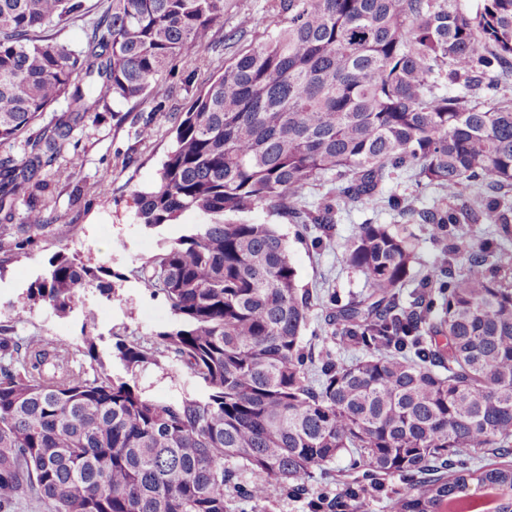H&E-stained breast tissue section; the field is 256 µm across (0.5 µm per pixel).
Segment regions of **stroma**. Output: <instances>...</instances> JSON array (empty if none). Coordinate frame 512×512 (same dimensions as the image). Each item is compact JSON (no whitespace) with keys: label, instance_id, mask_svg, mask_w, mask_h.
<instances>
[{"label":"stroma","instance_id":"stroma-1","mask_svg":"<svg viewBox=\"0 0 512 512\" xmlns=\"http://www.w3.org/2000/svg\"><path fill=\"white\" fill-rule=\"evenodd\" d=\"M249 13L261 24L241 37H234L240 14ZM267 0H232L224 14L223 26L214 32L213 44L206 50L185 55L175 74L161 75L155 89L167 98L166 109L153 111L151 103L115 104L104 119L87 116L74 130V144L64 145L61 161H74L71 182L51 188L53 199L46 217L48 223L64 228L73 224L76 234L50 237L27 256L10 258L0 263V322L15 321L20 336H44L77 341L83 332L97 338V355L108 372H121L115 357L117 339L145 338L151 332L170 328L174 317L164 295H151L134 271L158 252V242L183 233L185 225L196 223L187 214L181 223L159 231L144 230L135 220L133 196L157 179L161 163L171 143L170 129L176 113L185 111L195 94L213 74L224 68L225 60L262 38V23L267 20ZM194 71L193 86L181 81V74ZM151 122L155 134L141 140L136 132L144 122ZM253 221L275 225L288 239L290 259L300 285L322 288L335 294L339 303H347L366 290L364 278L342 260L343 252L359 224L373 221L394 224L398 218L389 210L363 204L348 211H338L330 236L322 246H314L311 235L301 234L297 225L267 212H256ZM112 227L111 238L99 237L97 227ZM58 253L77 256L89 266L106 264L123 274L115 296L101 298L86 289L73 312L56 315L47 306L30 304L27 289L43 273L49 259ZM328 303L314 304L302 333L305 348L314 352H330L338 362L356 357L353 349L325 339ZM146 394L173 401L183 391L201 395L202 382L188 379L168 359L149 366L138 377Z\"/></svg>","mask_w":512,"mask_h":512}]
</instances>
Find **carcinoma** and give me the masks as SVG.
<instances>
[{
	"instance_id": "obj_1",
	"label": "carcinoma",
	"mask_w": 512,
	"mask_h": 512,
	"mask_svg": "<svg viewBox=\"0 0 512 512\" xmlns=\"http://www.w3.org/2000/svg\"><path fill=\"white\" fill-rule=\"evenodd\" d=\"M284 17L224 61L174 128L155 183L135 194L145 229L201 217L141 266L171 328L118 340L124 374L82 344L14 335L0 324V512H364L367 490H311L314 470L346 454L385 493L388 512H512V0H270ZM228 0H107L72 48L34 38L88 13L85 0H0V252L27 254L55 232L45 208L11 223L13 203L73 165L54 166L82 119L109 101L153 102L157 77L209 47ZM67 109L29 131L60 100ZM50 167V179L42 177ZM406 177L441 203L416 210L386 183ZM323 189L316 202L306 197ZM372 202L425 224L448 255L414 270L415 236L358 225L343 261L367 293L328 315L351 363L304 352L312 295L286 239L259 210L320 232L336 211ZM491 229L469 242L464 226ZM120 273L57 254L27 297L55 313L88 287L110 300ZM415 286L405 304V288ZM167 357L206 386L167 402L138 374ZM90 363H85V359ZM491 452L495 462L470 463ZM389 477L401 481L387 485Z\"/></svg>"
}]
</instances>
